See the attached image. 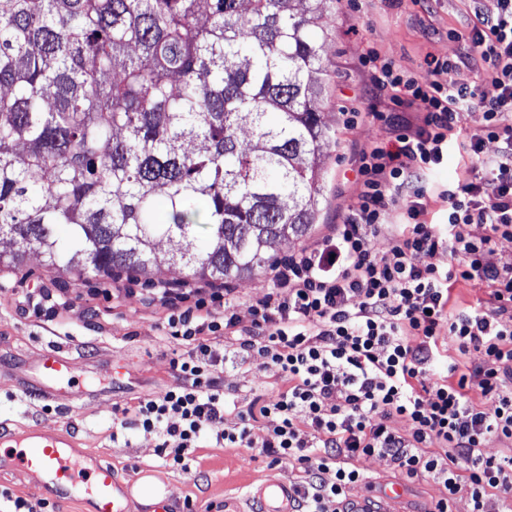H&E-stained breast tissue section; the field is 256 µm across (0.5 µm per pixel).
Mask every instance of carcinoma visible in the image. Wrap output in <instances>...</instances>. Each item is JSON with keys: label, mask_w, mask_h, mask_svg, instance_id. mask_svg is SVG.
<instances>
[{"label": "carcinoma", "mask_w": 512, "mask_h": 512, "mask_svg": "<svg viewBox=\"0 0 512 512\" xmlns=\"http://www.w3.org/2000/svg\"><path fill=\"white\" fill-rule=\"evenodd\" d=\"M335 11L0 0V264L34 252L78 275L259 272L320 212L336 141L319 35Z\"/></svg>", "instance_id": "obj_1"}]
</instances>
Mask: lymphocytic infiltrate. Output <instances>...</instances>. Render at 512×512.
Returning <instances> with one entry per match:
<instances>
[{
	"label": "lymphocytic infiltrate",
	"instance_id": "lymphocytic-infiltrate-1",
	"mask_svg": "<svg viewBox=\"0 0 512 512\" xmlns=\"http://www.w3.org/2000/svg\"><path fill=\"white\" fill-rule=\"evenodd\" d=\"M457 38L459 53L434 60L423 83L368 48L375 97L398 110L391 139L359 155L360 190L341 223L320 247L275 263L248 318L227 286L180 293L166 330L187 346L173 361L182 384L123 408L121 429L156 434L182 469L206 436L292 464L296 512H350L351 487L367 480L364 457L438 483L432 512H453L461 497L471 512H512V453L484 452L493 440L512 444V255L486 260L497 239L512 238V0H497L492 15L473 9ZM470 117L485 138L466 148L469 177L438 194L447 222H429L428 178ZM487 140L497 145L488 158ZM475 224L484 236H472ZM382 232L389 245L377 252L370 239ZM439 250L447 265L419 264ZM461 280L486 286L484 307L453 304ZM211 301L223 302V319L207 313ZM221 333L233 337L235 358L277 367L287 388L226 401L216 374L224 356L212 345ZM447 339L457 357L444 358ZM473 351L479 362H463Z\"/></svg>",
	"mask_w": 512,
	"mask_h": 512
}]
</instances>
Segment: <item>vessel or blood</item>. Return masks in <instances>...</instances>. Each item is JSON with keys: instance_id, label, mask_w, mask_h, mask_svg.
Listing matches in <instances>:
<instances>
[{"instance_id": "1", "label": "vessel or blood", "mask_w": 512, "mask_h": 512, "mask_svg": "<svg viewBox=\"0 0 512 512\" xmlns=\"http://www.w3.org/2000/svg\"><path fill=\"white\" fill-rule=\"evenodd\" d=\"M39 374L46 381H63L69 379L71 367L66 358L52 351L43 356ZM66 444V439L60 437L47 438L37 448L18 453L17 467L27 473L47 476L62 500L72 501L76 496L90 494L94 497L95 512H125L135 478L120 480L110 464L97 458L86 464L71 460L65 451ZM246 497L256 504L258 512L296 510L294 487L283 479L268 478L250 487Z\"/></svg>"}]
</instances>
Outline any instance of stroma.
I'll use <instances>...</instances> for the list:
<instances>
[{
	"label": "stroma",
	"mask_w": 512,
	"mask_h": 512,
	"mask_svg": "<svg viewBox=\"0 0 512 512\" xmlns=\"http://www.w3.org/2000/svg\"><path fill=\"white\" fill-rule=\"evenodd\" d=\"M488 14L496 0H338L331 32L324 42L327 71L324 119L336 132V146L326 164L321 213L302 239L280 244L276 259L315 248L331 225L340 223L359 191L351 169L354 157L374 143L388 140L390 128L370 113V74L360 62L367 46L409 69L418 81L430 77L432 58L458 54L455 37L472 6ZM349 112L360 113L356 127L344 124ZM28 284H45L56 295L54 311L39 316L28 309L12 279H0V430L20 436L57 433L72 438L75 449L111 464L119 479L146 472L165 493L181 500L187 512H250L244 493L269 477L293 480L287 464L247 448H216L203 443L190 457L188 470L170 467L160 457L156 435L129 431L124 443L112 441L113 406H130L138 397L180 386L171 361L185 353L180 341L167 336L171 312L157 289L188 281L187 271L163 268L136 275L130 290L113 291L111 277L74 276L44 267L29 257L20 270ZM59 348L84 386L82 397L62 400L61 384H40L37 368L44 353ZM218 374L227 400L243 401L285 388L274 367L225 361ZM369 484L353 486L350 497L367 494L370 484L395 483L404 489L398 512H427L440 487L430 479L411 480L385 460L361 459ZM42 502L43 512H94L92 501L66 503L45 491L20 470L0 464V512H12L14 498Z\"/></svg>",
	"instance_id": "1"
}]
</instances>
